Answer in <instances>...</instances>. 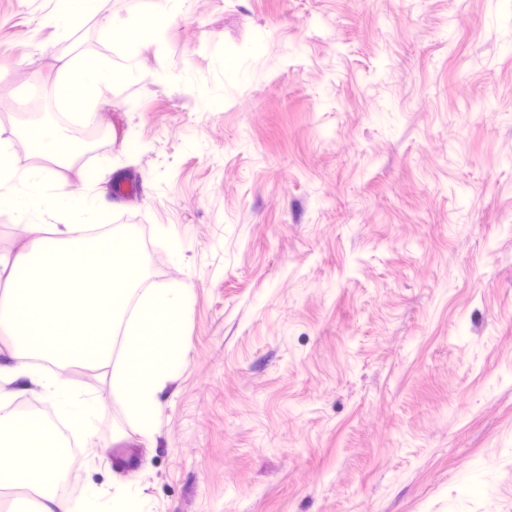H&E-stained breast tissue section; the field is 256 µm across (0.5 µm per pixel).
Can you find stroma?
Wrapping results in <instances>:
<instances>
[{
  "mask_svg": "<svg viewBox=\"0 0 512 512\" xmlns=\"http://www.w3.org/2000/svg\"><path fill=\"white\" fill-rule=\"evenodd\" d=\"M135 3L0 0V148L21 149L0 179L52 175L118 242L185 239L134 253L113 322L187 288L151 429L112 392L122 342L61 368L105 397L74 486L129 485L128 512H512L502 0ZM90 58L105 141L32 150L63 75L80 107Z\"/></svg>",
  "mask_w": 512,
  "mask_h": 512,
  "instance_id": "1",
  "label": "stroma"
}]
</instances>
